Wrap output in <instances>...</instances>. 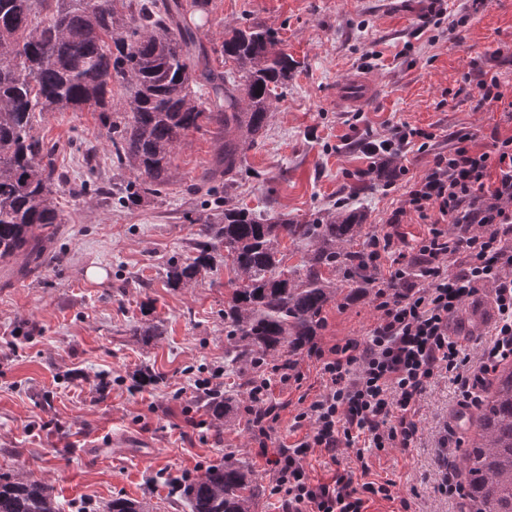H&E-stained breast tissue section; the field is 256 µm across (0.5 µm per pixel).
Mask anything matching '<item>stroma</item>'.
I'll list each match as a JSON object with an SVG mask.
<instances>
[{
	"mask_svg": "<svg viewBox=\"0 0 512 512\" xmlns=\"http://www.w3.org/2000/svg\"><path fill=\"white\" fill-rule=\"evenodd\" d=\"M431 0H211L205 45L257 20L272 28L295 69L274 101V116L243 152L234 201L266 217L298 219L342 203L367 220L354 242L366 250L372 235L399 232L408 247L431 230L407 203L410 185L436 152L459 135L477 151L512 136V114L480 101L481 68L512 87V0H489L462 21L460 0H444L440 23ZM365 82L349 101L345 84ZM407 124L428 136L426 149L401 155V171L370 194L353 189L368 180L371 161L362 141L391 136ZM38 130L56 147L67 184L56 193L62 214L56 237L37 269L0 273V474L45 481L66 512H103L113 497L148 502L152 512H184L174 481L220 463L231 452L258 475L266 492L254 512H281L275 473L262 456L240 376L224 369V300L231 286L223 257L187 288L165 283L170 264L192 256L212 204L190 193L210 170L217 127L188 132L171 159L165 195L137 204L115 194L130 174L112 166L109 127L99 113L45 114ZM105 183L111 196L74 195L71 181ZM381 316L374 295L337 298L321 314L314 345L328 347L370 336ZM497 317L491 288L465 299L450 329L469 367H478L487 331ZM160 336L142 344L131 336L142 322ZM301 382H276L280 417L270 449L291 445L311 429L296 416L323 393L320 364L301 351L293 358ZM155 377L141 381L142 373ZM234 394L223 432L210 425L196 385ZM419 432L408 448L330 459L311 449L306 471L317 483L334 476L393 480L394 497L368 498L366 512H456L444 487V462L462 458L479 430L453 429L458 397L437 378L420 397Z\"/></svg>",
	"mask_w": 512,
	"mask_h": 512,
	"instance_id": "obj_1",
	"label": "stroma"
}]
</instances>
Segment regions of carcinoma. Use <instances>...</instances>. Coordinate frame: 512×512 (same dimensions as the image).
<instances>
[{"label":"carcinoma","mask_w":512,"mask_h":512,"mask_svg":"<svg viewBox=\"0 0 512 512\" xmlns=\"http://www.w3.org/2000/svg\"><path fill=\"white\" fill-rule=\"evenodd\" d=\"M210 0H0V267L19 256L40 260L62 217L54 202L64 180L54 146L36 130V115L85 108L112 130V156L134 180L125 199L161 193L171 157L191 130H224L208 181L224 179V201L201 229L195 254L170 267L178 288L210 268L224 251L232 291L224 302L229 330L224 369L239 374L268 358L297 354L316 335L326 305L350 288L367 294L377 271L351 244L363 211L324 209L304 222L269 221L235 203L230 190L242 171L246 144L265 130L276 89L293 60L273 32L258 23L204 45L188 15ZM235 64L230 79L211 65V53ZM125 90L112 111V86ZM208 86L213 100L196 102ZM301 247L298 264L284 265L286 241ZM233 399L205 394L213 425L221 427ZM481 442L463 463L469 512H512V369L496 375L482 403ZM188 512H253L264 486L235 454L175 484ZM0 512H63L52 488L29 477H0ZM106 512H149L144 501L116 497Z\"/></svg>","instance_id":"obj_1"}]
</instances>
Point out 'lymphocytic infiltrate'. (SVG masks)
Masks as SVG:
<instances>
[{
    "label": "lymphocytic infiltrate",
    "instance_id": "f902f5d3",
    "mask_svg": "<svg viewBox=\"0 0 512 512\" xmlns=\"http://www.w3.org/2000/svg\"><path fill=\"white\" fill-rule=\"evenodd\" d=\"M408 203L420 217L435 210L445 223L488 230L451 238L432 229L418 246L421 272L412 282L399 239L388 232L370 238L369 260L389 261L376 293L381 317L366 340L313 348L326 390L298 415L311 432L272 461L282 512H365L364 494L391 499L388 480L357 488L340 475L330 484L312 483L305 468L309 451L334 458L344 448L409 447L418 433L416 403L436 377L450 376L461 406H474L493 364L512 357V279L501 274L502 266L512 265V137L489 151L459 145L435 153ZM447 258L460 260L458 271L444 268ZM487 284L495 290L499 318L475 373L449 336L448 321Z\"/></svg>",
    "mask_w": 512,
    "mask_h": 512
}]
</instances>
